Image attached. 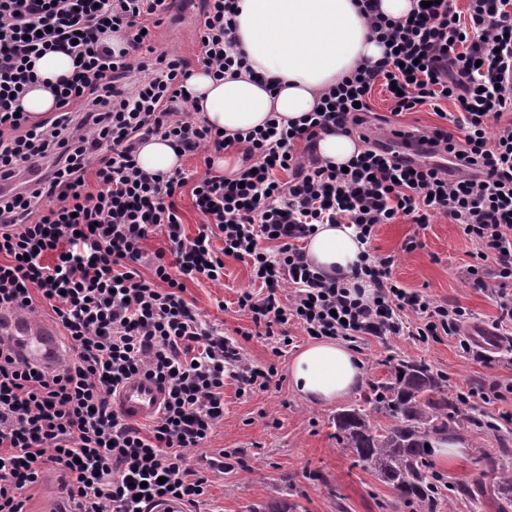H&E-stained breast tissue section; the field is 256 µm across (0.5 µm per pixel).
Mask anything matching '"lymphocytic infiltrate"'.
I'll return each mask as SVG.
<instances>
[{"instance_id":"f902f5d3","label":"lymphocytic infiltrate","mask_w":512,"mask_h":512,"mask_svg":"<svg viewBox=\"0 0 512 512\" xmlns=\"http://www.w3.org/2000/svg\"><path fill=\"white\" fill-rule=\"evenodd\" d=\"M383 59L362 62L323 92L318 110L223 134L187 112L191 76L180 55L154 48L168 0H0V178L24 164L45 171L0 193V311L49 306L70 358L33 368L0 337V512H23L24 494L59 472L72 512H149L169 498L197 506L208 479L187 452L204 447L224 417V381L239 393L268 389L275 371L202 318L186 280L224 277L231 257L250 267L238 298L278 343L289 326L313 339L362 342L459 335L465 308L404 288L394 259L365 252L356 287L324 273L302 246L317 224H347L363 244L406 219L447 217L477 247L468 273L512 319V0L415 5L390 18L360 0ZM236 0H201L198 61L214 79L246 69ZM50 52L73 60L53 116L33 120L21 102ZM389 101L381 137L367 124L374 88ZM454 105L443 111L442 102ZM430 107L441 125L419 131L397 118ZM358 139L346 168L317 152L330 131ZM202 155L204 173H150L137 164L150 138ZM239 148L243 165L214 173L212 156ZM189 189L202 217L187 235L174 202ZM167 246L147 252L151 234ZM151 264V278L139 268ZM369 282L364 296L361 282ZM135 375L165 389L148 427L112 397Z\"/></svg>"}]
</instances>
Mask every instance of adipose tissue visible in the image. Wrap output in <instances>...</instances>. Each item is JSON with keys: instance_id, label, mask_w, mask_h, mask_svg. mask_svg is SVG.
Instances as JSON below:
<instances>
[{"instance_id": "adipose-tissue-1", "label": "adipose tissue", "mask_w": 512, "mask_h": 512, "mask_svg": "<svg viewBox=\"0 0 512 512\" xmlns=\"http://www.w3.org/2000/svg\"><path fill=\"white\" fill-rule=\"evenodd\" d=\"M237 37L252 68L277 80L270 90L251 73L214 80L195 71L188 86L204 121L227 133L262 127L270 114L295 119L312 111L321 94L364 60L378 61L384 47L369 36L355 0H237ZM40 82L23 100L33 117L53 111L45 82L72 71L71 59L50 53L35 63ZM364 250L351 227L321 224L309 238L308 259L322 271L350 274ZM362 378L361 362L345 345L319 340L294 358L291 380L307 403L329 404L350 395Z\"/></svg>"}]
</instances>
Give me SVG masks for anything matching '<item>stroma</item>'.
Listing matches in <instances>:
<instances>
[{
	"label": "stroma",
	"instance_id": "1",
	"mask_svg": "<svg viewBox=\"0 0 512 512\" xmlns=\"http://www.w3.org/2000/svg\"><path fill=\"white\" fill-rule=\"evenodd\" d=\"M196 31L193 9L175 0L156 29L155 47L183 56L190 70H198ZM412 240L417 248H409ZM370 249L377 256H394L393 275L405 288L462 306L469 318L460 336L426 344L407 335L368 338L358 352L362 382L340 403L312 405L294 392L290 364L310 339L299 328H291L292 345L277 354L274 340L257 334L238 306L240 294L250 286V269L244 262L225 259L220 283L203 278L187 282L185 297L204 319L237 340L249 362L277 370L265 391L242 395L235 381L225 380L224 418L205 447L190 452L193 462L204 465L209 480L203 512H253L268 501L282 499L298 502L305 512H398L392 489L338 446L334 417L342 406L361 403L370 385L388 379L391 365L399 359L425 363L447 377L453 393L473 381L512 382V324L495 327L500 312L494 300L470 283L467 268L476 247L458 226L439 216L424 228L406 222L383 224ZM475 334L498 338L485 356L459 345V337ZM459 445L462 453L453 461L433 463L444 481L477 477L481 469L477 449L491 454L512 449V421H500L494 430L466 425ZM221 452L229 455L222 468L213 462Z\"/></svg>",
	"mask_w": 512,
	"mask_h": 512
}]
</instances>
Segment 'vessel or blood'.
I'll return each mask as SVG.
<instances>
[{"instance_id":"1","label":"vessel or blood","mask_w":512,"mask_h":512,"mask_svg":"<svg viewBox=\"0 0 512 512\" xmlns=\"http://www.w3.org/2000/svg\"><path fill=\"white\" fill-rule=\"evenodd\" d=\"M0 335L8 337L20 356L33 365L56 362L61 352L51 321L0 311ZM164 399V390L142 376L125 381L113 398L115 408L134 419L154 418Z\"/></svg>"}]
</instances>
